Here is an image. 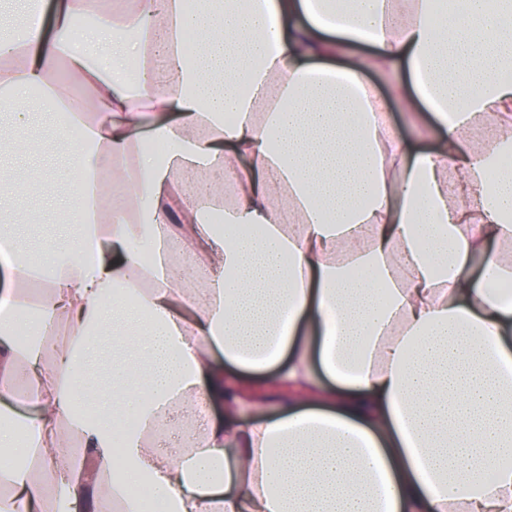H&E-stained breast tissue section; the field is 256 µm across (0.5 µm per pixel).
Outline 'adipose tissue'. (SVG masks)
<instances>
[{
    "label": "adipose tissue",
    "instance_id": "ef3b65f1",
    "mask_svg": "<svg viewBox=\"0 0 512 512\" xmlns=\"http://www.w3.org/2000/svg\"><path fill=\"white\" fill-rule=\"evenodd\" d=\"M90 11L102 59L75 42ZM62 62L94 92L60 137L79 234L47 277L0 232V413L39 406L0 428V512H143L139 477L174 512H512V0H56L0 36L14 126L72 102ZM272 392L282 413L245 421ZM207 402L160 456L159 416Z\"/></svg>",
    "mask_w": 512,
    "mask_h": 512
}]
</instances>
